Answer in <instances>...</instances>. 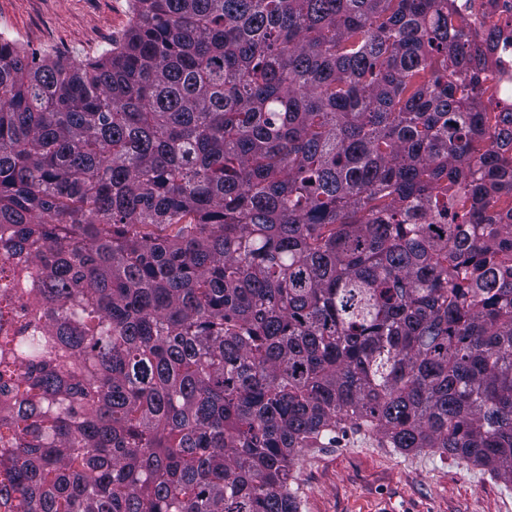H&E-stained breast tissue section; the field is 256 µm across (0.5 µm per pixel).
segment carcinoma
<instances>
[{
  "label": "carcinoma",
  "instance_id": "carcinoma-1",
  "mask_svg": "<svg viewBox=\"0 0 512 512\" xmlns=\"http://www.w3.org/2000/svg\"><path fill=\"white\" fill-rule=\"evenodd\" d=\"M0 35V512H300L350 423L512 483V110L448 0H131ZM129 0H0V33L27 53L78 63L110 49L129 27Z\"/></svg>",
  "mask_w": 512,
  "mask_h": 512
}]
</instances>
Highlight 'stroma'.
Wrapping results in <instances>:
<instances>
[{
  "label": "stroma",
  "mask_w": 512,
  "mask_h": 512,
  "mask_svg": "<svg viewBox=\"0 0 512 512\" xmlns=\"http://www.w3.org/2000/svg\"><path fill=\"white\" fill-rule=\"evenodd\" d=\"M129 0H0V33L27 53L78 63L129 27ZM301 512H512V485L457 459L403 453L343 425L294 461Z\"/></svg>",
  "instance_id": "stroma-1"
}]
</instances>
